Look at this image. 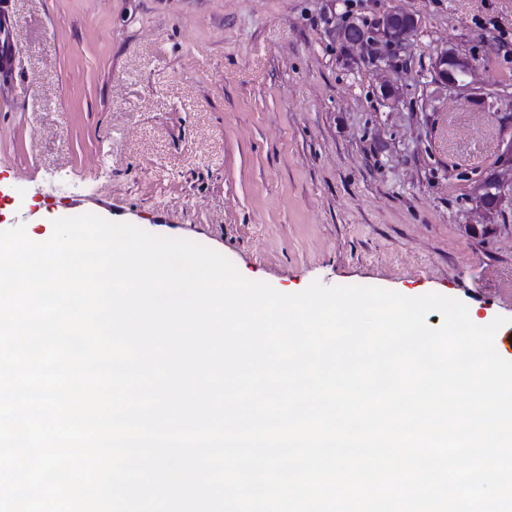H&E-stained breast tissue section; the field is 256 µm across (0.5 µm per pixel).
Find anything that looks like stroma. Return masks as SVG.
Masks as SVG:
<instances>
[{"label": "stroma", "instance_id": "1", "mask_svg": "<svg viewBox=\"0 0 512 512\" xmlns=\"http://www.w3.org/2000/svg\"><path fill=\"white\" fill-rule=\"evenodd\" d=\"M0 230L73 203L297 293L436 292L512 336V202L476 188L512 138V0H9ZM418 28L392 68L346 18ZM470 85L433 81L442 51ZM398 88L383 98L380 85ZM475 57L462 56L456 53H449L448 50L441 52L433 66L434 82L444 89L459 87L466 79L472 77L477 70ZM456 75H460L458 79Z\"/></svg>", "mask_w": 512, "mask_h": 512}]
</instances>
